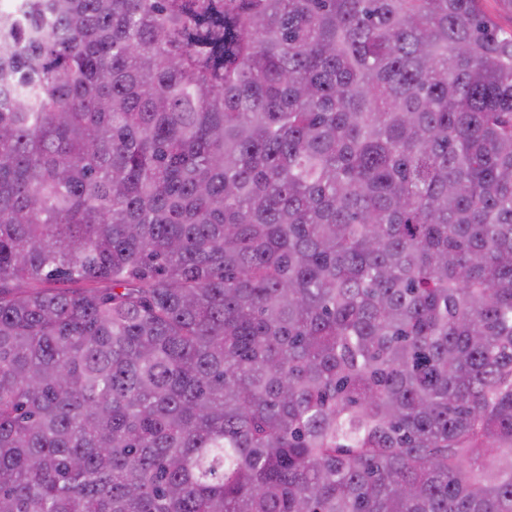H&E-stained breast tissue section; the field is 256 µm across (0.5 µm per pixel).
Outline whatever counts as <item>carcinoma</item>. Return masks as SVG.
<instances>
[{
    "label": "carcinoma",
    "instance_id": "1",
    "mask_svg": "<svg viewBox=\"0 0 512 512\" xmlns=\"http://www.w3.org/2000/svg\"><path fill=\"white\" fill-rule=\"evenodd\" d=\"M480 2L0 14V512H512Z\"/></svg>",
    "mask_w": 512,
    "mask_h": 512
}]
</instances>
